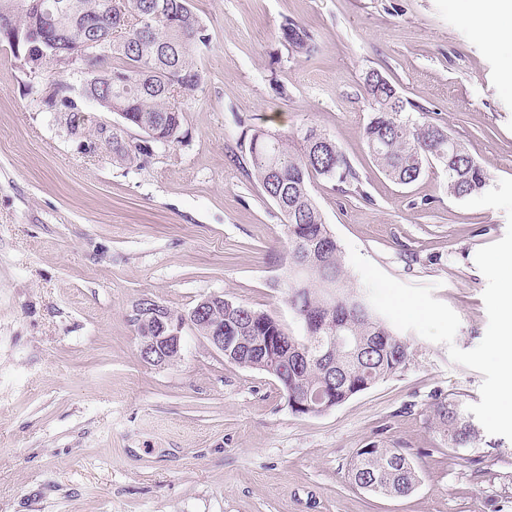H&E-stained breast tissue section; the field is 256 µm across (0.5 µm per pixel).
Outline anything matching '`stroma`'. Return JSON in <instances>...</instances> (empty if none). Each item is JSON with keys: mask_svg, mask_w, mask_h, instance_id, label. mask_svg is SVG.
<instances>
[{"mask_svg": "<svg viewBox=\"0 0 512 512\" xmlns=\"http://www.w3.org/2000/svg\"><path fill=\"white\" fill-rule=\"evenodd\" d=\"M193 7L212 40L188 136L139 169L80 153L0 44V512H512V440L485 435L491 450L473 466L429 422L436 399L481 400L482 374L446 345L402 332L404 369L304 417L273 377L189 328L175 365L145 364L130 321L144 297L185 313L221 293L301 334L277 284L283 217L232 157L247 129L294 138L312 124L360 174L355 192L310 184L352 283L355 249L397 281L434 285L460 319L455 345L475 348L488 324L475 254L503 238L506 215L462 207L439 168L388 180L363 139V77L378 70L426 107L496 187L512 178V37L492 48L482 30L512 19L472 20L463 0ZM288 19L317 34V53H288ZM372 443L409 455L413 492L348 482Z\"/></svg>", "mask_w": 512, "mask_h": 512, "instance_id": "35a3bbf8", "label": "stroma"}]
</instances>
